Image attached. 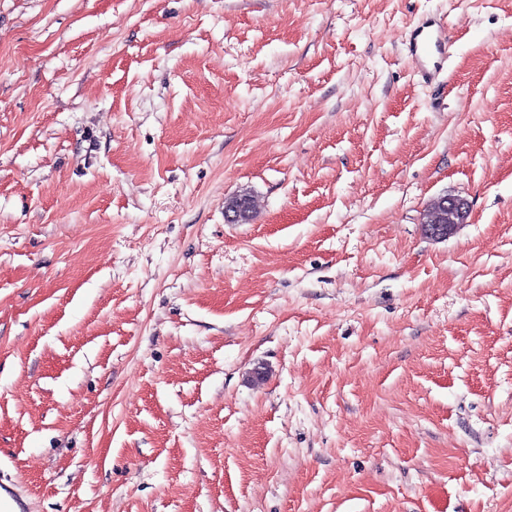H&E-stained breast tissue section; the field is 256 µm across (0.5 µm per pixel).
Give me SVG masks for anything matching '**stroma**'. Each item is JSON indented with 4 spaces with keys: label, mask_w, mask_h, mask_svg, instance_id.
Listing matches in <instances>:
<instances>
[{
    "label": "stroma",
    "mask_w": 512,
    "mask_h": 512,
    "mask_svg": "<svg viewBox=\"0 0 512 512\" xmlns=\"http://www.w3.org/2000/svg\"><path fill=\"white\" fill-rule=\"evenodd\" d=\"M0 481L512 512V0H0ZM434 25L430 22H424L411 31L410 45L416 55L429 54L433 48L436 49L438 54L441 53V48L447 43L449 36L444 27L434 28ZM442 203H448V207H442ZM442 203L432 202L423 214V224H435L431 234L437 238L450 235L458 224L466 222L469 215V204L465 199L444 197ZM448 210L454 216V224H448ZM441 224H448V227Z\"/></svg>",
    "instance_id": "stroma-1"
}]
</instances>
